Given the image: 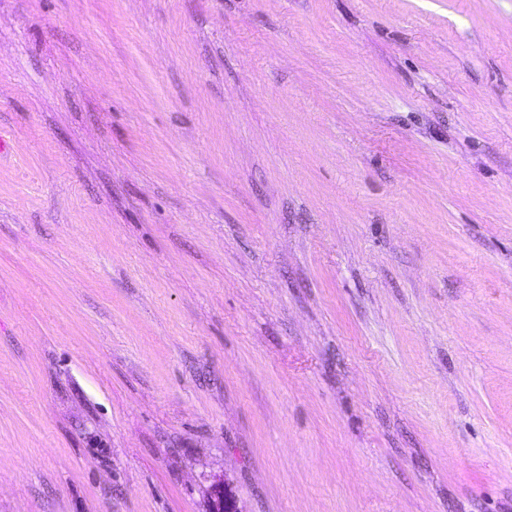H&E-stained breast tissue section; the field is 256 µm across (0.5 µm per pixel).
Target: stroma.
<instances>
[{"mask_svg": "<svg viewBox=\"0 0 512 512\" xmlns=\"http://www.w3.org/2000/svg\"><path fill=\"white\" fill-rule=\"evenodd\" d=\"M0 512H512V0H0Z\"/></svg>", "mask_w": 512, "mask_h": 512, "instance_id": "obj_1", "label": "stroma"}]
</instances>
